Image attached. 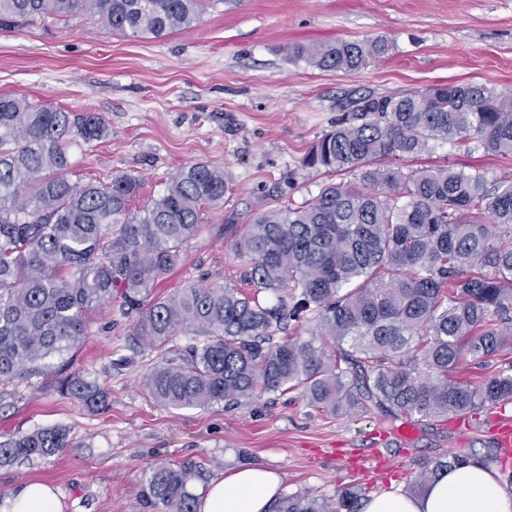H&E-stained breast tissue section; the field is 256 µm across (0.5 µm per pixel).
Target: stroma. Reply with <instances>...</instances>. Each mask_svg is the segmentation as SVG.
<instances>
[{"label":"stroma","instance_id":"obj_1","mask_svg":"<svg viewBox=\"0 0 512 512\" xmlns=\"http://www.w3.org/2000/svg\"><path fill=\"white\" fill-rule=\"evenodd\" d=\"M378 38L388 53L353 73L322 71L284 51ZM438 83L512 96V0H205L194 28L160 38L112 32L85 11L0 27V94L106 119V139L74 149V173L104 182L139 176L145 203L186 164L223 169V207L207 210L157 297L189 284L239 286L232 230L255 211L301 205L330 181L302 159L350 96ZM422 161L480 171L491 185L512 175V158L476 143L438 141ZM129 330L104 307L79 348L47 359V374L0 386V441L54 425L71 440L53 456L0 465V503L39 481L58 491L62 512H149L137 489L161 460L199 462L211 479L245 464L276 468L282 495L330 501L353 484L370 496L411 488L420 462L452 453L497 463L489 407L465 428L444 419L392 425L374 410L336 416L296 390L231 408L164 409L142 388L160 354L129 355ZM65 359L111 390L108 410L90 413L55 390Z\"/></svg>","mask_w":512,"mask_h":512}]
</instances>
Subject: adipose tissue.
Listing matches in <instances>:
<instances>
[{
    "mask_svg": "<svg viewBox=\"0 0 512 512\" xmlns=\"http://www.w3.org/2000/svg\"><path fill=\"white\" fill-rule=\"evenodd\" d=\"M279 471L242 466L226 477L211 481L200 493L198 512H272L279 495ZM0 512H61L58 494L51 486L29 482L20 487ZM362 512H512V490L504 488L494 468L482 459L441 472L415 492L402 487L365 500Z\"/></svg>",
    "mask_w": 512,
    "mask_h": 512,
    "instance_id": "1",
    "label": "adipose tissue"
}]
</instances>
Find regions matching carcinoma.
Wrapping results in <instances>:
<instances>
[{
  "label": "carcinoma",
  "instance_id": "carcinoma-1",
  "mask_svg": "<svg viewBox=\"0 0 512 512\" xmlns=\"http://www.w3.org/2000/svg\"><path fill=\"white\" fill-rule=\"evenodd\" d=\"M203 0H0V26L85 11L125 36L155 38L193 27ZM386 51L382 39L290 44L288 58L352 72ZM97 112H69L0 95V384L79 347L89 314L120 299L134 347L162 356L143 380L165 409L229 407L299 389L330 413L376 408L397 422L465 416L512 401V177L448 166L404 171L400 162L437 140L478 142L512 156V98L467 83L360 95L303 157L305 167L361 185L327 183L301 206L255 214L233 234L243 278L275 302L224 285L151 291L180 261L205 209L224 203V170L183 166L162 194L133 205L142 183L73 178L72 151L106 138ZM315 322L275 342L289 322ZM174 336H194L165 350ZM203 340H197V337ZM503 356L479 384L464 362ZM57 389L91 413L110 390L65 362ZM68 445L59 426L0 442V464L51 456ZM471 458L419 463L415 488ZM195 462H157L139 497L162 512H197ZM362 490L331 504L288 495L276 512H361Z\"/></svg>",
  "mask_w": 512,
  "mask_h": 512
}]
</instances>
